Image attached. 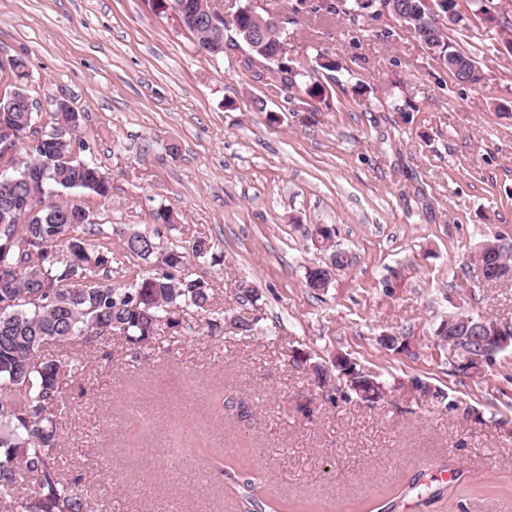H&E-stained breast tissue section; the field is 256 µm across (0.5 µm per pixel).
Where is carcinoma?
<instances>
[{
	"label": "carcinoma",
	"mask_w": 512,
	"mask_h": 512,
	"mask_svg": "<svg viewBox=\"0 0 512 512\" xmlns=\"http://www.w3.org/2000/svg\"><path fill=\"white\" fill-rule=\"evenodd\" d=\"M381 3L413 36H426L422 43L457 80L470 85L484 81L477 62L448 42L443 29L448 13L439 0L434 7L429 0H367L362 5L326 0L312 3L311 13L359 18ZM249 5L250 0H238V24L257 29L258 13ZM286 37L276 27L264 28L246 67H255L257 60L270 73L283 72L267 63ZM23 92L20 86L0 99V138L16 141L24 153L15 174H0V512H106L94 489L68 474L59 454L64 389L81 370L74 347L116 334L138 353L152 348L165 330L191 336L197 325L185 319L187 311H211L213 297L201 281L181 277L185 253L162 251L151 237L135 231L127 233V251L155 268L129 288L112 286L106 279L112 256L78 234L88 221L85 210L72 201H51L60 189L109 195L100 170L73 159L82 116L60 101L56 122L40 131L33 127ZM489 244L495 246L492 262L509 258L512 245L505 237ZM468 354L486 352L480 342L470 343L457 355L462 373L471 369L465 362ZM337 372L345 374L348 390L357 397L383 385L347 360ZM183 451L224 472L231 489L243 487L239 512H312L265 500L260 476L239 482L236 470L204 446Z\"/></svg>",
	"instance_id": "obj_1"
}]
</instances>
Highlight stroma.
<instances>
[{
  "label": "stroma",
  "instance_id": "obj_1",
  "mask_svg": "<svg viewBox=\"0 0 512 512\" xmlns=\"http://www.w3.org/2000/svg\"><path fill=\"white\" fill-rule=\"evenodd\" d=\"M456 10L448 39L480 61L483 87L456 81L389 15L300 13L289 59L321 54L336 70L289 89L255 78L238 49L203 53L151 0H0V98L17 88L8 61L22 57L36 126L49 128L58 100L81 113L76 157L110 194L56 199L106 228L91 241L111 252L113 284L145 271L124 237L144 232L187 253L184 276L211 289L216 310L263 326L167 331L138 355L116 335L80 348L61 456L112 512H237L222 472L182 458L192 440L241 478L263 472L267 497L317 512H512V346L466 375L434 334L460 303L512 326V281L477 288L464 274L486 238L512 241V52L474 0ZM314 82L324 92L307 96ZM162 207L180 223H157ZM320 225L331 233L321 249ZM198 236L220 262L190 257ZM335 250L348 264L329 288H308L307 267ZM242 283L256 305H242ZM399 333L412 353L382 345ZM294 349L323 366L326 385L291 364ZM339 354L388 382V399L345 397ZM414 378L429 395L407 392Z\"/></svg>",
  "mask_w": 512,
  "mask_h": 512
}]
</instances>
